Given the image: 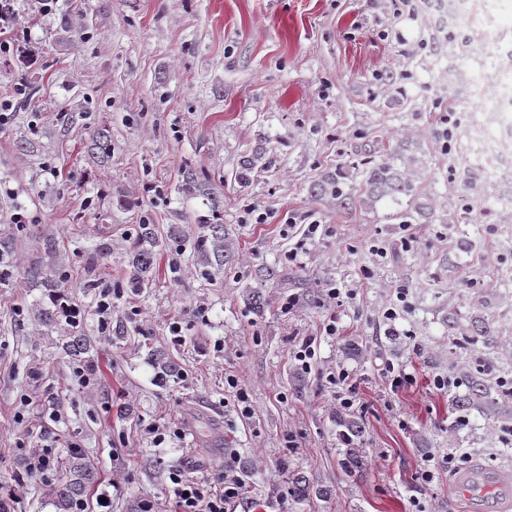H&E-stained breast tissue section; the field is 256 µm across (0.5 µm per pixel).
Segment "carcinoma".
<instances>
[{
    "label": "carcinoma",
    "mask_w": 512,
    "mask_h": 512,
    "mask_svg": "<svg viewBox=\"0 0 512 512\" xmlns=\"http://www.w3.org/2000/svg\"><path fill=\"white\" fill-rule=\"evenodd\" d=\"M261 151L244 158L239 163L236 180L242 186L249 183V172L264 158ZM356 165L363 166V180L359 189L346 186L344 166L336 168V176H329L314 187L316 194L328 195L336 200V208L350 209L354 205L375 208L381 202L389 201L399 207L398 214L417 224H431L436 218L435 201L419 191L418 181L425 168L420 155V144L409 137H402L395 144L378 150L361 147L354 154ZM180 247L177 239H162L153 224H140L135 239L129 249L126 264L125 286L140 293L149 287L156 277L157 257L164 251ZM190 249L208 267L220 272L223 270L231 243L222 224H204L202 230L190 242ZM12 277L9 246L0 242V284H6ZM29 279L45 289L51 302L65 298L63 278L50 267L36 266L28 271ZM61 350L79 366L87 377L99 372L91 340L74 331L61 344ZM149 356L161 370L164 380L177 373V366L161 350H152ZM498 403V393L493 385L483 378H472L469 392L453 400L454 409L466 414L475 407L491 408ZM336 425L343 428L342 439L346 444L338 461L339 467L353 475L366 464V451L355 447V440L364 435L362 424L352 418L339 415ZM98 480L94 465L80 448H72L69 454L57 465L52 478L46 481L47 495L57 512H75L76 505L85 497ZM328 495V490L314 489L310 479L300 472L288 470V497L295 501L310 498L311 494Z\"/></svg>",
    "instance_id": "cac0c4a2"
}]
</instances>
